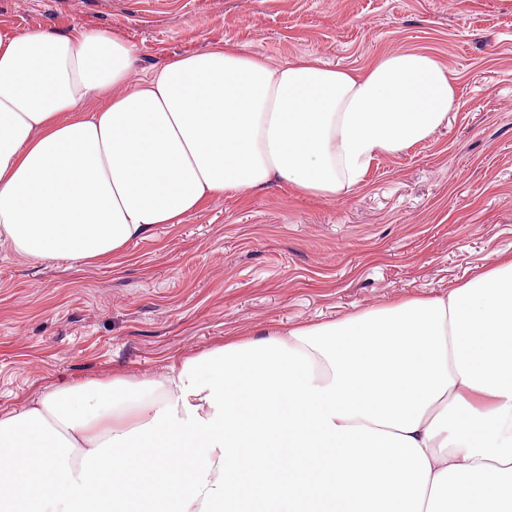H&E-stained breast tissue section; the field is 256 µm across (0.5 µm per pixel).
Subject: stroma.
Segmentation results:
<instances>
[{
    "label": "stroma",
    "instance_id": "35a3bbf8",
    "mask_svg": "<svg viewBox=\"0 0 512 512\" xmlns=\"http://www.w3.org/2000/svg\"><path fill=\"white\" fill-rule=\"evenodd\" d=\"M75 26L135 44L143 74L224 40L348 69L421 49L457 73L461 107L335 201L283 184L227 195L94 264L0 242V410L157 374L228 336L436 296L512 253V0H0V30Z\"/></svg>",
    "mask_w": 512,
    "mask_h": 512
}]
</instances>
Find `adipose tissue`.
I'll list each match as a JSON object with an SVG mask.
<instances>
[{"instance_id": "ef3b65f1", "label": "adipose tissue", "mask_w": 512, "mask_h": 512, "mask_svg": "<svg viewBox=\"0 0 512 512\" xmlns=\"http://www.w3.org/2000/svg\"><path fill=\"white\" fill-rule=\"evenodd\" d=\"M135 63L104 31H0V241L17 253L97 261L274 182L335 200L460 108L457 77L419 49L345 69L227 40L145 76ZM444 500L512 510V254L437 296L231 337L0 413V512Z\"/></svg>"}]
</instances>
